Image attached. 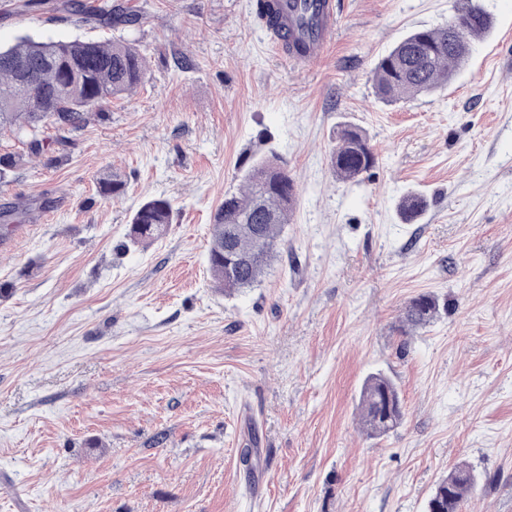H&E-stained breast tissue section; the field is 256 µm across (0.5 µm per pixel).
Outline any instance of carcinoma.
<instances>
[{
    "mask_svg": "<svg viewBox=\"0 0 512 512\" xmlns=\"http://www.w3.org/2000/svg\"><path fill=\"white\" fill-rule=\"evenodd\" d=\"M87 23L108 20L132 24L136 14L110 0H92L78 10ZM492 18L477 2L447 24L418 29L405 35L382 57L374 70L377 97L394 103L430 94L447 83L467 60L475 40L491 30ZM464 41H455L453 29ZM145 64L126 42L38 41L24 36L10 47L0 46V133L9 132L37 153L49 143L43 138L48 124L74 131L87 114L112 98L133 92L142 82ZM330 161L336 177L361 182L376 165L377 157L363 130L344 125ZM106 198L120 197L126 183L111 172L98 181ZM296 199L294 179L278 160L262 159L244 176V187L224 195L213 215L208 265L216 287L232 295L257 285L280 253L283 226L290 223ZM427 208L426 199L414 192L404 195L398 212L407 223ZM173 207L163 197L143 201L130 218L128 236L135 244L161 237L172 223ZM440 313L439 299L414 298L405 309L404 326L416 328ZM361 424L371 436H383L402 420L396 385L382 373L368 376L361 391ZM477 477L461 464L442 478L427 502V512H460Z\"/></svg>",
    "mask_w": 512,
    "mask_h": 512,
    "instance_id": "1",
    "label": "carcinoma"
}]
</instances>
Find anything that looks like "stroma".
Listing matches in <instances>:
<instances>
[{"mask_svg": "<svg viewBox=\"0 0 512 512\" xmlns=\"http://www.w3.org/2000/svg\"><path fill=\"white\" fill-rule=\"evenodd\" d=\"M23 2L0 0L1 45L123 40L146 76L66 146L0 135L20 158L0 211L32 206L0 220V512H425L463 463L479 480L461 512H512V0H480L493 27L452 85L392 105L378 59L468 0H339L307 68L255 0H122L139 18L119 27ZM343 123L378 155L360 183L330 167ZM268 155L298 187L284 251L228 296L211 217ZM409 192L428 201L415 224ZM160 195L172 224L131 245ZM421 294L448 309L402 333ZM378 371L404 417L373 438L359 396ZM397 208L403 221L412 223L426 210L427 201L422 195L409 192L400 199ZM173 207L167 198L144 200L133 212L128 236L135 244H144L161 237L168 224H172Z\"/></svg>", "mask_w": 512, "mask_h": 512, "instance_id": "1", "label": "stroma"}]
</instances>
